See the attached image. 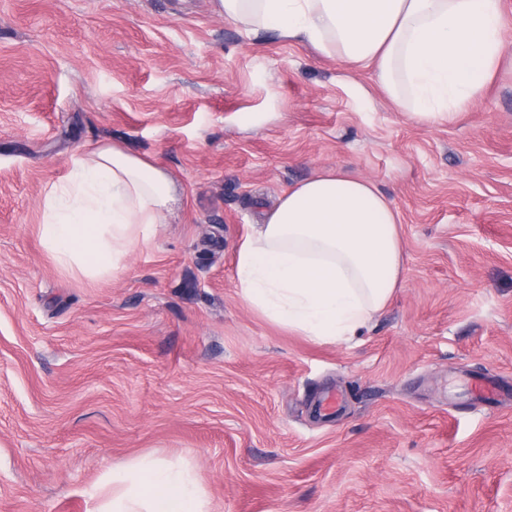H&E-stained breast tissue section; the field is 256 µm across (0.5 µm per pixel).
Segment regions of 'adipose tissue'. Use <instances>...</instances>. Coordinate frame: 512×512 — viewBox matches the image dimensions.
<instances>
[{
  "mask_svg": "<svg viewBox=\"0 0 512 512\" xmlns=\"http://www.w3.org/2000/svg\"><path fill=\"white\" fill-rule=\"evenodd\" d=\"M225 18L311 44L418 124L453 122L504 52L502 0H221ZM169 174L116 144L73 156L43 203L41 242L62 269L111 276L172 213ZM399 215L370 180L331 171L288 189L236 255L243 299L318 341H347L404 277ZM98 512H208L199 482L150 457L113 469Z\"/></svg>",
  "mask_w": 512,
  "mask_h": 512,
  "instance_id": "adipose-tissue-1",
  "label": "adipose tissue"
}]
</instances>
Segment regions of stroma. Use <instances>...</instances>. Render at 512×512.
<instances>
[{"label":"stroma","mask_w":512,"mask_h":512,"mask_svg":"<svg viewBox=\"0 0 512 512\" xmlns=\"http://www.w3.org/2000/svg\"><path fill=\"white\" fill-rule=\"evenodd\" d=\"M502 36L493 82L423 127L220 0H0V512H96L144 455L210 512H512V0ZM112 143L182 201L88 279L44 250L43 197ZM332 169L393 201L405 258L342 343L268 320L235 273L264 210Z\"/></svg>","instance_id":"stroma-1"}]
</instances>
